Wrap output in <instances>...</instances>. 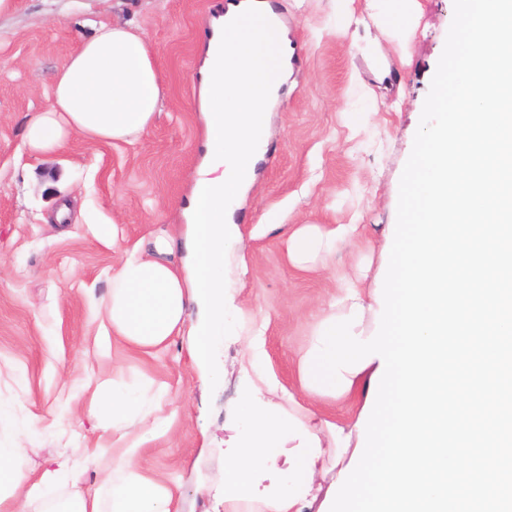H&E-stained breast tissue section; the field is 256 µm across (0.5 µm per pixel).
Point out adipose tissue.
<instances>
[{
    "mask_svg": "<svg viewBox=\"0 0 512 512\" xmlns=\"http://www.w3.org/2000/svg\"><path fill=\"white\" fill-rule=\"evenodd\" d=\"M419 7L418 0H376L380 35L408 43ZM270 11L268 0H229L210 22L214 34L207 40L200 84L208 155L187 211L190 277H183L174 259L173 238L159 235L119 266L105 305L113 335L135 349L150 353L171 337L187 335L192 359L209 365L216 381L224 377L216 354L245 315L224 268L241 236L232 214L253 183L249 173L262 148L255 132L278 98L290 50L287 28L270 22L241 35L236 28L243 17ZM162 98L158 62L146 35L131 25L100 24L57 69L50 104L28 119L23 148L50 158L75 135L136 141L152 125ZM263 230L283 233L289 261L306 268L354 241L359 227L267 224ZM191 302L208 309L202 326L186 324ZM246 362L224 466V508L234 512L239 503L258 501L270 512H311L327 495L322 483L327 458L343 463L351 435L324 415L325 396L316 390L305 389V401L291 400L286 409L266 400L264 389L279 383L268 370L260 338L250 341ZM166 394V388H158L149 400L135 388L116 385L100 398L98 408L111 417L113 428L132 427L136 435L126 447L95 453L102 480L93 495L82 487L85 469L79 462L63 460L30 482L16 467L20 445H0V512H30L63 483L71 492L56 512H106V503L107 512H177L172 489L147 476L137 460L143 442L170 429L169 418L158 413Z\"/></svg>",
    "mask_w": 512,
    "mask_h": 512,
    "instance_id": "adipose-tissue-1",
    "label": "adipose tissue"
}]
</instances>
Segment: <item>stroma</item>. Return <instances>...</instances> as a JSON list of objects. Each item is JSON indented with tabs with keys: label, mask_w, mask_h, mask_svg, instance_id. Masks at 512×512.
I'll list each match as a JSON object with an SVG mask.
<instances>
[{
	"label": "stroma",
	"mask_w": 512,
	"mask_h": 512,
	"mask_svg": "<svg viewBox=\"0 0 512 512\" xmlns=\"http://www.w3.org/2000/svg\"><path fill=\"white\" fill-rule=\"evenodd\" d=\"M220 0H15L0 14V443L28 431L18 459L37 476L72 448L116 446L111 421L89 413L112 383L154 392L169 432L144 444L146 473L168 484L180 512H224V441L243 375V337L221 349L211 382L177 336L147 354L113 337L104 315L112 274L143 239L165 232L183 245V209L203 163L206 125L199 69L208 19ZM298 51L266 127V151L234 221L249 272L239 301L262 334L282 390L297 388V358L314 324L357 266L378 260L374 225L396 221L399 183L444 49L453 0H420L406 49L365 36L376 21L352 0H273ZM144 29L158 59L164 99L137 142L73 137L48 161L22 147L24 126L44 110L56 69L99 23ZM393 70L379 82L380 60ZM66 221L56 222L60 206ZM266 224H362L360 247H343L315 271L293 266Z\"/></svg>",
	"instance_id": "35a3bbf8"
}]
</instances>
